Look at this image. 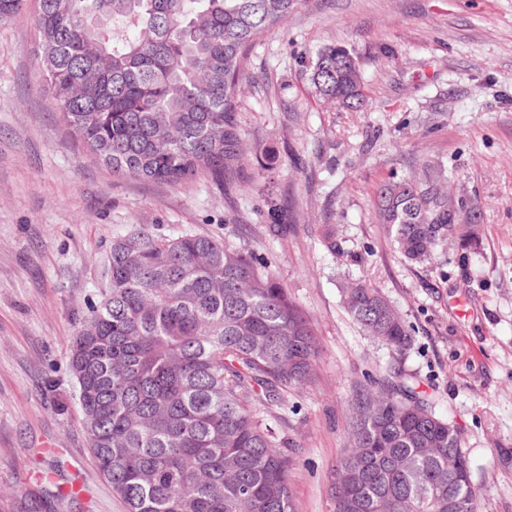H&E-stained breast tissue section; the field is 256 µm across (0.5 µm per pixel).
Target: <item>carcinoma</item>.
<instances>
[{
    "label": "carcinoma",
    "mask_w": 512,
    "mask_h": 512,
    "mask_svg": "<svg viewBox=\"0 0 512 512\" xmlns=\"http://www.w3.org/2000/svg\"><path fill=\"white\" fill-rule=\"evenodd\" d=\"M41 77L70 134L117 176L217 187L244 169L235 121L249 48L302 0H38ZM26 0H0V21ZM313 87L369 108L350 52L316 53ZM448 168L372 188L377 223L407 260L430 263L476 226L448 222ZM365 335L401 353L411 334L382 293L345 282ZM70 372L88 450L125 512H295L298 445L264 416L312 387L319 344L309 318L246 250L205 235L131 224L113 238L99 300L74 314ZM334 512H477L461 431L391 366L351 403ZM460 465L448 469V457ZM26 495L17 512H49Z\"/></svg>",
    "instance_id": "obj_1"
}]
</instances>
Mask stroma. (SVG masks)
<instances>
[{
    "instance_id": "stroma-1",
    "label": "stroma",
    "mask_w": 512,
    "mask_h": 512,
    "mask_svg": "<svg viewBox=\"0 0 512 512\" xmlns=\"http://www.w3.org/2000/svg\"><path fill=\"white\" fill-rule=\"evenodd\" d=\"M36 0L0 23V512L14 492L74 488L55 512H124L87 450L71 400L77 326L100 264L128 224L213 236L246 249L309 316L317 381L268 423L301 450L295 512H333L336 464L357 391L387 365L411 374L457 426L479 512H512V0H304L257 41L236 112L248 146L239 182L173 187L113 176L57 118L39 75ZM327 44L356 57L371 108L316 95L310 66ZM479 210L477 244L449 240L430 264L405 261L376 224L371 190L422 160ZM278 208L286 233L269 228ZM333 225L343 254L322 244ZM380 289L411 346L371 342L346 312L341 279ZM59 379L56 391L45 376Z\"/></svg>"
}]
</instances>
